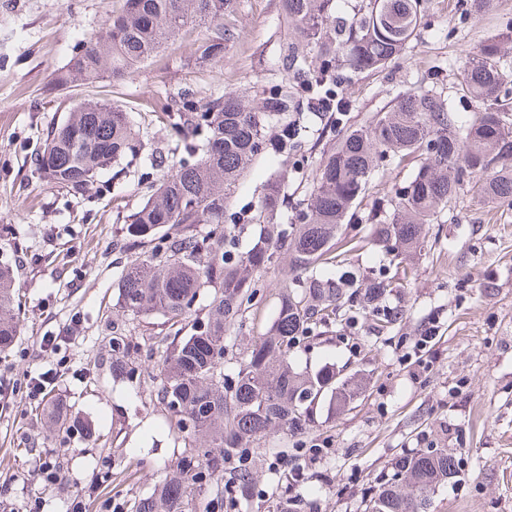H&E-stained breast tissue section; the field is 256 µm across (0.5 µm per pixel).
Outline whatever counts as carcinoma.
Returning <instances> with one entry per match:
<instances>
[{
    "instance_id": "1",
    "label": "carcinoma",
    "mask_w": 512,
    "mask_h": 512,
    "mask_svg": "<svg viewBox=\"0 0 512 512\" xmlns=\"http://www.w3.org/2000/svg\"><path fill=\"white\" fill-rule=\"evenodd\" d=\"M423 0H368L350 18L336 16L335 0H282L293 37L286 61L302 77L308 95L336 97V70L383 68L400 55L421 25ZM239 0H123L119 13L84 39V49L58 72L55 84L76 79L96 83L123 77L155 54L185 26L213 32L195 48L206 62L224 52V16ZM501 42L487 40L474 52L463 82L478 102L463 120L448 99L432 91L401 96L385 112L356 125L339 119L343 135L320 163L316 182L298 223H282L288 173L270 179L252 217L255 230L241 255L224 249V221L252 165L262 157L298 149L294 124L267 135L271 115L297 107L290 92L275 88L255 107L227 93L203 112H182L173 123L188 157L169 166L147 201L124 216L125 235L143 248L117 283L122 308L134 315L156 314L178 323L188 318L201 291L211 293L207 320L192 326L162 355L160 399L178 416L185 452L175 470L139 498L135 512H186L211 486L224 482V463L241 456L271 433L301 435L315 424V410L351 401L355 391L336 381V367L297 369L291 351L314 333L362 314L380 329L397 313L370 306L384 292L376 283L342 288L314 273L335 259L341 227L360 204L378 162L389 157L420 158L412 178L386 201L389 216L372 227L371 242L400 256L417 247L427 225L448 209L464 185L480 196L512 202V110L506 104L507 73ZM139 132L128 113L108 102H83L51 130L34 172L46 183L83 193L103 171L137 155ZM167 224L184 234L158 235ZM211 224L205 236L193 232ZM286 248L288 272L297 288L280 295L275 318L240 365L236 383L224 381V332L238 321L256 292L254 278ZM13 269L0 264V353L18 336ZM460 460L448 450H418L398 457L369 490L364 512H429L435 490L459 477ZM402 474L403 485L393 482Z\"/></svg>"
}]
</instances>
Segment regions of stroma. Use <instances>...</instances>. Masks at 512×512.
I'll return each instance as SVG.
<instances>
[{
    "label": "stroma",
    "instance_id": "obj_1",
    "mask_svg": "<svg viewBox=\"0 0 512 512\" xmlns=\"http://www.w3.org/2000/svg\"><path fill=\"white\" fill-rule=\"evenodd\" d=\"M122 0H0V260L15 271L21 331L0 354V512H67L73 494L84 512H134L133 504L171 469L184 450L176 420L157 396L159 315L124 312L117 282L136 258L122 246L121 217L147 199L158 182L150 152L184 156L160 112L179 114L184 103L201 110L233 92L259 99L263 89L293 82L283 63L292 38L281 0H240L225 17L232 37L222 58L197 63L196 44L208 37L188 27L133 73L96 85L73 82L58 90L54 75L99 30ZM415 38L375 72L344 71L337 90L350 122L386 110L398 95L433 90L460 115L476 103L460 85L476 46L505 41L512 62V0L477 11L475 0H424ZM108 101L129 112L145 149L104 173L83 194H71L33 174L48 132L79 102ZM299 155L289 163L259 159L236 194L234 211L252 212L267 181L290 166L283 221L293 224L316 169L341 134L328 113L300 103ZM417 165L389 160L374 172L355 217L343 225L351 240L342 265L321 267L338 280L375 277L399 283L384 305L399 319L378 330L371 318L336 325L294 354L299 367L335 364L361 385L350 410L318 408L309 433L275 434L247 451L246 462L224 464L220 489L209 490L188 512H277L292 497L314 499L319 512H364L367 489L392 460L422 448H445L462 461V479L441 487L430 512H512V204L464 190L439 223L427 226L413 257L392 260L367 244L372 224L384 220L383 200L408 181ZM286 251L256 279L257 293L224 338V378L239 366L271 324L288 279ZM126 328V356L134 376L112 371V329ZM56 339L43 351L42 337ZM425 349H418L421 337ZM51 380L54 396L88 423L92 439H60L44 421L41 401L24 389L28 377ZM63 481L39 479L45 462ZM255 476L240 491V468Z\"/></svg>",
    "mask_w": 512,
    "mask_h": 512
}]
</instances>
